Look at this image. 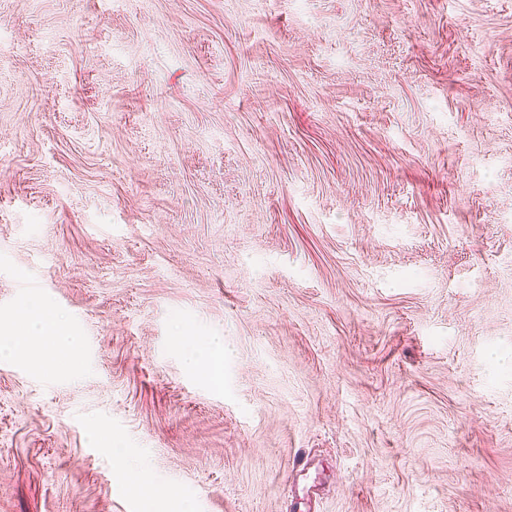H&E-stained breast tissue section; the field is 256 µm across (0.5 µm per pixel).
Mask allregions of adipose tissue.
<instances>
[{
    "mask_svg": "<svg viewBox=\"0 0 512 512\" xmlns=\"http://www.w3.org/2000/svg\"><path fill=\"white\" fill-rule=\"evenodd\" d=\"M46 337L61 351H76L80 339L63 327L52 309L42 303L23 306L17 313L14 324L0 328V356H31L35 350L33 338Z\"/></svg>",
    "mask_w": 512,
    "mask_h": 512,
    "instance_id": "ef3b65f1",
    "label": "adipose tissue"
}]
</instances>
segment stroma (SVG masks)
I'll use <instances>...</instances> for the list:
<instances>
[{"label": "stroma", "mask_w": 512, "mask_h": 512, "mask_svg": "<svg viewBox=\"0 0 512 512\" xmlns=\"http://www.w3.org/2000/svg\"><path fill=\"white\" fill-rule=\"evenodd\" d=\"M34 301L0 512H512V0H0ZM32 337H47L61 351L76 352L80 345L79 336L63 327L49 306L35 303L24 305L10 327L0 328V356L36 357ZM185 360L193 370L206 369L213 372L218 362L224 360V339L222 336H207L188 344Z\"/></svg>", "instance_id": "1"}]
</instances>
